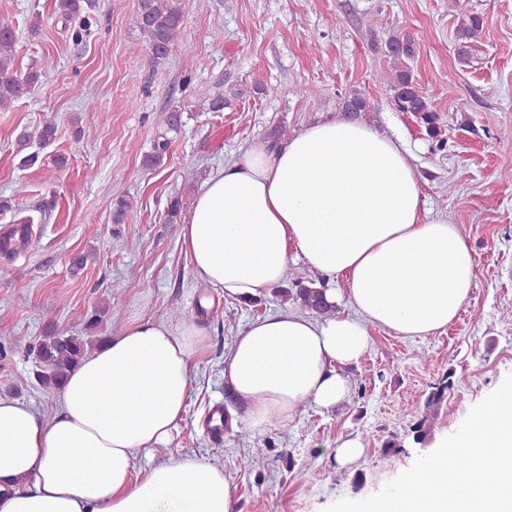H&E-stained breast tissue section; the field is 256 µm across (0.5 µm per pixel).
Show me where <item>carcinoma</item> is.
<instances>
[{"label": "carcinoma", "mask_w": 512, "mask_h": 512, "mask_svg": "<svg viewBox=\"0 0 512 512\" xmlns=\"http://www.w3.org/2000/svg\"><path fill=\"white\" fill-rule=\"evenodd\" d=\"M55 13L69 23L72 38L79 40L88 31L94 19L97 0H54ZM186 0H139L134 16V26L145 38L150 62L161 65L176 45L184 47L191 65L201 66V60L191 54L183 42V24ZM484 27V18L478 13H463L459 17L456 29V54L458 59L468 61L473 42ZM16 32L7 25L0 26V111L10 109L11 105L27 96L40 81L42 71L31 67L25 73L15 68L14 47ZM388 56L392 60L391 69L381 74V80L388 84L393 92L392 104L396 111L412 114L417 123L425 128L431 138L440 136L439 116L426 93L415 82L407 60L415 56V43L409 37H394L386 43ZM343 111L363 114L371 110V104L363 94L352 92L342 103ZM182 120L166 115L162 129L157 133L153 151L144 158V165L154 168L164 160L171 143V135L180 132ZM29 225L15 227L0 237V252L13 254L29 240ZM276 295L282 302H292L300 310L317 315L333 316L337 306L326 302L323 289L301 279L292 282V287L279 289ZM120 312V302L94 309L86 316L90 336L47 335L30 347L33 355L34 375L37 381L50 389L61 388L69 373L104 340L100 335V326L108 313ZM454 374L448 373L433 386L424 403V415L412 427L413 440L422 444L429 434V416L435 408L454 389Z\"/></svg>", "instance_id": "obj_1"}]
</instances>
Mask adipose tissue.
Here are the masks:
<instances>
[{
  "mask_svg": "<svg viewBox=\"0 0 512 512\" xmlns=\"http://www.w3.org/2000/svg\"><path fill=\"white\" fill-rule=\"evenodd\" d=\"M423 212L406 144L342 117L250 147L202 182L180 226L196 278L251 300L295 256L325 277L329 302L354 310L317 318L285 305L238 335L224 382L251 426L345 402L371 329L424 338L456 320L475 260L456 225ZM204 342L195 325L144 319L71 371L53 418L0 396V512H233V486L210 462L134 471L184 422Z\"/></svg>",
  "mask_w": 512,
  "mask_h": 512,
  "instance_id": "adipose-tissue-1",
  "label": "adipose tissue"
}]
</instances>
